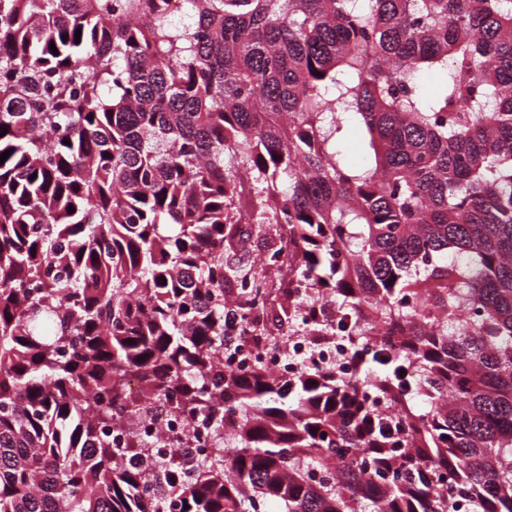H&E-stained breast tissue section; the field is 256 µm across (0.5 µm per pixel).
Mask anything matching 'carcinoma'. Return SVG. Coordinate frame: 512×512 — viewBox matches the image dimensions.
Wrapping results in <instances>:
<instances>
[{
    "label": "carcinoma",
    "mask_w": 512,
    "mask_h": 512,
    "mask_svg": "<svg viewBox=\"0 0 512 512\" xmlns=\"http://www.w3.org/2000/svg\"><path fill=\"white\" fill-rule=\"evenodd\" d=\"M2 128L0 512H512V0H0ZM264 231L255 235L251 244L248 246V250L245 253H240L239 255H244L246 262L249 266H256L259 258L264 257V251L267 249V242L273 243V239L275 238V232L272 230V226L263 225ZM311 354L307 336L297 333L288 336V351L270 350L265 360L275 374H291L309 362ZM348 346L343 336H335L330 342H323L314 358L322 366L335 367L337 373L347 375L353 367L348 361ZM186 428V422L178 416L177 414L169 415V417L163 422L160 431L156 428L150 430V437H153L155 441L153 448L154 453H159L163 448V445L168 443L170 436L174 432L182 433V431Z\"/></svg>",
    "instance_id": "1"
}]
</instances>
